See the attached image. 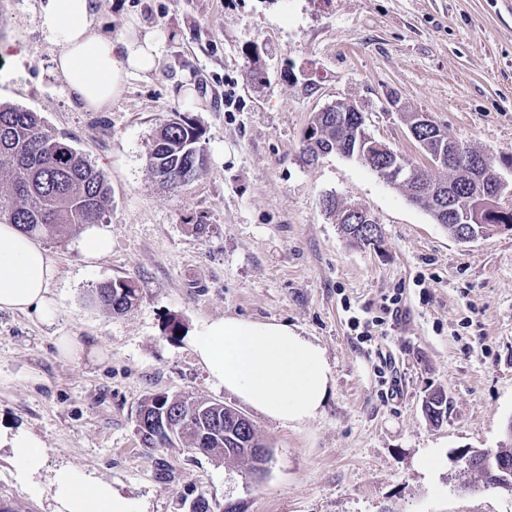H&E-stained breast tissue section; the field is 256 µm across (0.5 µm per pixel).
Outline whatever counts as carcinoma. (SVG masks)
<instances>
[{
    "label": "carcinoma",
    "mask_w": 512,
    "mask_h": 512,
    "mask_svg": "<svg viewBox=\"0 0 512 512\" xmlns=\"http://www.w3.org/2000/svg\"><path fill=\"white\" fill-rule=\"evenodd\" d=\"M308 129L317 139L315 146L302 148L307 162L318 153H344L354 147L353 125L336 121V113H315ZM201 133L186 116L168 120L156 133L148 154V167L159 181L175 185L204 172V158L198 146ZM0 222L17 224L35 236H53L73 225L101 224L108 212L110 189L100 169L74 147L51 134L34 112L0 105ZM92 300L120 314L138 300L137 288L130 280L119 279L98 286ZM448 399L436 391L425 402V413L435 425L447 413ZM209 405L206 399L186 401L177 397L149 395L138 406L137 414L148 419L158 416L160 407L169 408L178 429L169 433L160 426L151 428L150 437H141L147 448L172 446L184 442L192 448L198 442V424L188 412ZM224 418V435L209 441L203 452L224 460L248 465L255 473L267 462L268 448L260 442L255 429L235 423L232 414L220 407L210 409ZM469 471L480 474L488 483L502 470L512 471V438L495 450H471Z\"/></svg>",
    "instance_id": "obj_1"
}]
</instances>
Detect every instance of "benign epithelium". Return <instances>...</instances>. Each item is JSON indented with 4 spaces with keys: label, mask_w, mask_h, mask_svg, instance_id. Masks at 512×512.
<instances>
[{
    "label": "benign epithelium",
    "mask_w": 512,
    "mask_h": 512,
    "mask_svg": "<svg viewBox=\"0 0 512 512\" xmlns=\"http://www.w3.org/2000/svg\"><path fill=\"white\" fill-rule=\"evenodd\" d=\"M336 112V117L343 120L350 113H357L354 128L356 148L351 155L362 162L380 159L379 168L385 179L391 183L415 180L425 186L424 192L429 196L432 206L438 213L448 217V221L461 224L459 241L465 244L479 240L472 236L469 225L491 224L495 231L510 230L511 224H503L501 220L507 214L500 199L508 187L507 181L493 169L485 167L482 160L474 155L446 149L445 138L438 124L425 112H416L407 118L411 136L420 140L422 134L428 132L435 142L439 143L438 152L429 157L430 167L448 164L455 170L456 177L466 183L470 192L464 196H450L448 200L436 197V186L429 180V172L413 168L409 161L400 153L393 151L386 144L376 140L366 130L365 120L360 109L351 101L337 99L326 106ZM336 207V217L340 224L357 225L371 224L369 231L370 246L375 247L381 239L380 228L375 226V217L358 203L335 204V200L326 198L323 207Z\"/></svg>",
    "instance_id": "benign-epithelium-1"
}]
</instances>
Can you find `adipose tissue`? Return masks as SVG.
<instances>
[{"label": "adipose tissue", "instance_id": "ef3b65f1", "mask_svg": "<svg viewBox=\"0 0 512 512\" xmlns=\"http://www.w3.org/2000/svg\"><path fill=\"white\" fill-rule=\"evenodd\" d=\"M40 26L58 46L52 72L87 110L111 107L129 78H149L162 66V39L154 28L133 17L123 33L107 35L92 0H45ZM56 274L46 249L17 225L0 223V310L32 311L53 321L50 284ZM187 340L215 387L284 424L317 417L334 386L325 348L285 324L224 317L195 325ZM2 448L11 450L27 479L39 475L45 445L38 436L21 427L0 428ZM49 488L52 512H145L140 501L80 469L58 470Z\"/></svg>", "mask_w": 512, "mask_h": 512}]
</instances>
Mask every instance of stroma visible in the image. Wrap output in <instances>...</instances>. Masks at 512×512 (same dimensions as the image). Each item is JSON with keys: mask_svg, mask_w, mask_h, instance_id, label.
<instances>
[{"mask_svg": "<svg viewBox=\"0 0 512 512\" xmlns=\"http://www.w3.org/2000/svg\"><path fill=\"white\" fill-rule=\"evenodd\" d=\"M41 0H0V103L44 125L105 174L111 251L86 259L82 227L41 238L56 261L53 324L0 311V426L45 443L40 477L0 450V512H51L49 480L71 467L111 481L147 512H186L198 494L238 512H512V496L460 486L456 453L493 449L512 421V232L463 245L361 163L301 159L315 112L357 103L369 133L426 166L404 115L425 112L495 167L512 155V0H95L102 30L131 16L156 28L166 61L131 78L109 110L82 108L50 70ZM193 83L190 101L173 96ZM202 131L206 172L172 189L150 173L174 114ZM376 217L379 248L350 245L326 196ZM127 279L138 300L113 315L96 286ZM396 298L398 317L383 301ZM223 317L285 323L317 340L335 377L324 411L284 425L212 386L183 336ZM370 323L361 340L353 320ZM90 338L103 361L60 356ZM391 359L396 385L378 370ZM443 390L441 424L424 413ZM203 397L245 415L270 450L260 479L190 450L146 448V396ZM438 450L440 466L417 462ZM59 353L70 359H80L86 352L88 355H98L100 348L96 345H87V341L80 336H60L57 339Z\"/></svg>", "mask_w": 512, "mask_h": 512, "instance_id": "obj_1", "label": "stroma"}]
</instances>
